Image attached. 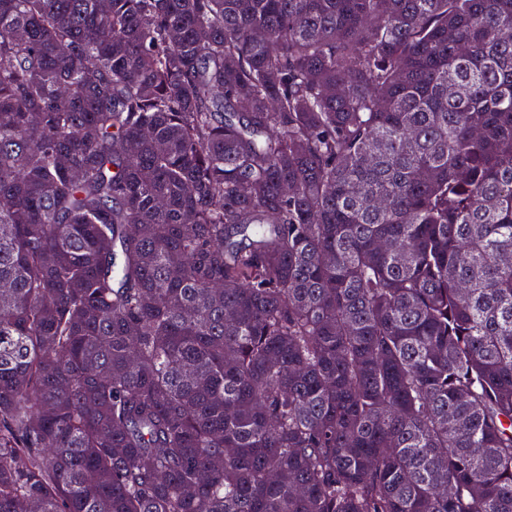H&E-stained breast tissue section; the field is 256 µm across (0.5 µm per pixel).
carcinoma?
I'll list each match as a JSON object with an SVG mask.
<instances>
[{
    "mask_svg": "<svg viewBox=\"0 0 512 512\" xmlns=\"http://www.w3.org/2000/svg\"><path fill=\"white\" fill-rule=\"evenodd\" d=\"M0 281V512H512V0H0Z\"/></svg>",
    "mask_w": 512,
    "mask_h": 512,
    "instance_id": "1",
    "label": "carcinoma"
}]
</instances>
